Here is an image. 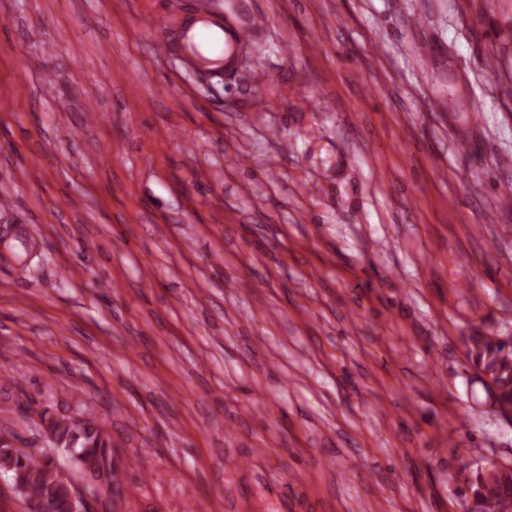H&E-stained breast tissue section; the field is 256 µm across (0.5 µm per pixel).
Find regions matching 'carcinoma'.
<instances>
[{
  "mask_svg": "<svg viewBox=\"0 0 512 512\" xmlns=\"http://www.w3.org/2000/svg\"><path fill=\"white\" fill-rule=\"evenodd\" d=\"M466 345L477 370L492 379L494 399L501 405L512 404V341L475 330L466 337ZM46 431L62 447L88 459L91 467L84 473L100 481L106 493H112L115 485L112 437L94 418L87 416L76 423L68 416L52 417ZM0 472L26 483L41 501V512H70L69 487L59 482L57 473L42 456L0 447ZM472 493L476 502H490L493 512H509L512 509V472L492 485L484 480L483 474H478Z\"/></svg>",
  "mask_w": 512,
  "mask_h": 512,
  "instance_id": "carcinoma-1",
  "label": "carcinoma"
}]
</instances>
